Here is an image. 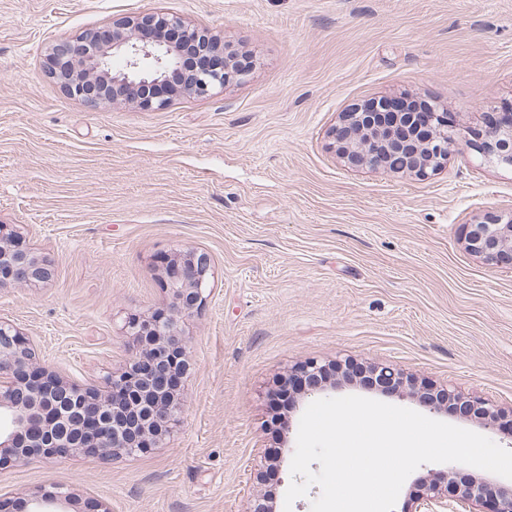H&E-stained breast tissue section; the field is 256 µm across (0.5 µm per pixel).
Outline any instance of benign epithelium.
<instances>
[{
  "mask_svg": "<svg viewBox=\"0 0 512 512\" xmlns=\"http://www.w3.org/2000/svg\"><path fill=\"white\" fill-rule=\"evenodd\" d=\"M210 56L206 33L167 13L139 14L94 33L53 43L45 71L72 99L90 106L127 103L141 109L166 107L177 96L206 97L244 81L248 70ZM343 162L357 169L407 173L425 179L446 167L459 133L446 112H343L331 131ZM481 160L512 168V112L487 115L471 140ZM468 250L493 265L512 269V214L468 225ZM52 266L8 226L0 225V286L48 282ZM213 277L205 253L173 254L162 287L171 294L160 314L135 316L124 328L138 350L125 370L103 385L64 379L42 363L30 336L0 319V467L45 459L117 457L159 448L177 423L183 397L172 383L186 369L182 322L205 300ZM324 365L312 359L297 373L310 378L304 394L320 388ZM372 387L417 397L431 408H452L488 425L512 420L489 400L443 389L444 399L389 365H378ZM448 467L443 480L423 481L403 512H512V489L471 478L456 479ZM25 512H76L79 496L60 486H41L23 498Z\"/></svg>",
  "mask_w": 512,
  "mask_h": 512,
  "instance_id": "benign-epithelium-1",
  "label": "benign epithelium"
}]
</instances>
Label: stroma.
<instances>
[{
  "label": "stroma",
  "instance_id": "1",
  "mask_svg": "<svg viewBox=\"0 0 512 512\" xmlns=\"http://www.w3.org/2000/svg\"><path fill=\"white\" fill-rule=\"evenodd\" d=\"M250 52L244 82L159 110L69 98L41 68L54 41L150 11ZM411 94L463 139L421 180L357 170L328 132L340 113ZM512 110V0H0V225L53 276L0 287V317L80 383L121 373L133 314L166 309L160 256L207 253L214 277L183 320L177 430L116 459H34L0 494L59 484L112 512L285 507L300 417L271 424L277 379L309 359L388 364L512 411V271L466 247V224L512 213V170L466 142ZM323 397L421 402L336 376ZM283 463L272 468L269 449Z\"/></svg>",
  "mask_w": 512,
  "mask_h": 512
}]
</instances>
